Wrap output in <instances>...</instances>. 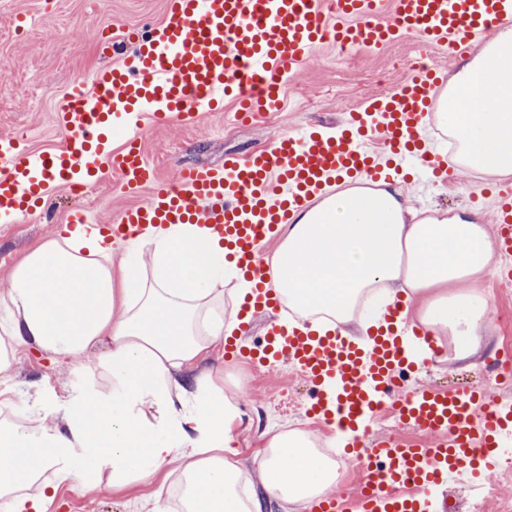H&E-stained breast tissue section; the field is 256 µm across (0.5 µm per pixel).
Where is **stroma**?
Instances as JSON below:
<instances>
[{"label": "stroma", "instance_id": "1", "mask_svg": "<svg viewBox=\"0 0 512 512\" xmlns=\"http://www.w3.org/2000/svg\"><path fill=\"white\" fill-rule=\"evenodd\" d=\"M166 0H0V136L24 137L28 149H58L64 132L55 114L63 96L75 85L88 84L93 72L112 67L113 56L99 45L106 35L125 29H142L162 22ZM428 53L431 64L446 66L442 52L424 51L412 36L374 54L347 55L331 46L317 49L298 65L288 81V93L280 111L241 122L236 107L224 100L217 111L200 113L190 124L153 125L141 118L137 129L158 184L174 186L182 168H218L225 157L272 146L284 134L307 129L333 131L345 113L358 111L375 96L394 91L408 77L405 60ZM494 177L458 171L447 185L424 172H415L400 190L420 214L448 211L482 212L491 218ZM148 190L123 187L112 172L74 194L50 188L41 209L12 224L0 223V289L6 287L8 268L36 241L54 236L65 226L69 211H84L91 223H114L121 212L140 204ZM492 311V320L479 352L466 360L441 358L422 366L402 382L400 394L432 387H487L492 395L512 399V386L496 385L498 365L512 358V292L497 287L494 276L478 283ZM224 381H241L238 403L254 433L275 427L300 428L318 438L330 430L310 418L304 406L305 378L291 364L262 366L239 358L224 361ZM14 382L26 411L44 412L57 406L68 392L79 397L98 388L97 371L56 366L40 355L21 357ZM108 470L89 471L85 486L63 484L59 512H132L126 494L112 491Z\"/></svg>", "mask_w": 512, "mask_h": 512}]
</instances>
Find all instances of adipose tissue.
I'll use <instances>...</instances> for the list:
<instances>
[{
    "label": "adipose tissue",
    "instance_id": "1",
    "mask_svg": "<svg viewBox=\"0 0 512 512\" xmlns=\"http://www.w3.org/2000/svg\"><path fill=\"white\" fill-rule=\"evenodd\" d=\"M459 89L437 113L457 145L456 162L494 176L512 175V26L458 76ZM396 189H348L277 228L262 254L267 289L293 313V326L367 336L390 306L451 336L469 357L490 307L472 285L495 270L485 225L455 215L414 220ZM236 281L234 308L223 282ZM0 293V408L17 404L11 386L19 354L35 351L83 367L95 346L103 391L67 398L61 411L0 420V512H49L62 483L111 468L113 490L154 500L177 491V512H261L240 488L227 455L256 440L254 461L265 492L306 506L335 489L334 456L310 432L267 430L250 437L224 371L200 370L238 330V307L253 294L223 238L194 224L153 229L146 242L109 241L83 227L32 245ZM81 449L82 468L64 464Z\"/></svg>",
    "mask_w": 512,
    "mask_h": 512
}]
</instances>
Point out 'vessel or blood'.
Returning a JSON list of instances; mask_svg holds the SVG:
<instances>
[{
	"label": "vessel or blood",
	"instance_id": "1",
	"mask_svg": "<svg viewBox=\"0 0 512 512\" xmlns=\"http://www.w3.org/2000/svg\"><path fill=\"white\" fill-rule=\"evenodd\" d=\"M506 24H512V0H167L165 19L134 36L132 55H125L124 42L113 41L122 65L96 71L90 88L74 86L63 98L61 151L33 152L17 137L0 138V219L13 221L40 207L49 186L88 184L105 162L125 187L154 183L157 173L139 136H129L119 152L102 154L111 131L136 113L158 125L188 123L229 94L240 115L276 112L289 73L320 45L375 51L413 34L459 64ZM447 90V71L419 67L394 93L349 113L340 136H283L272 150L225 158L222 171L182 170L176 186L127 208L108 230L119 241L150 226L203 224L223 237L249 277L264 281L262 244L336 186L397 179L416 151L432 174L453 179L447 157L423 149ZM372 141L380 151L369 149ZM494 210L495 258L512 279V183L497 187ZM390 317L366 350L336 332L288 333L274 325L250 356L264 366L292 363L309 382V412L349 433L347 454L362 465L360 512H431L434 489L451 481L480 488L481 473L496 470L512 452V403L497 401L488 414L482 390L398 395L401 380L415 369L413 344L433 354L438 348L423 328L398 324V312ZM386 405L427 436V444L373 435L374 417Z\"/></svg>",
	"mask_w": 512,
	"mask_h": 512
}]
</instances>
